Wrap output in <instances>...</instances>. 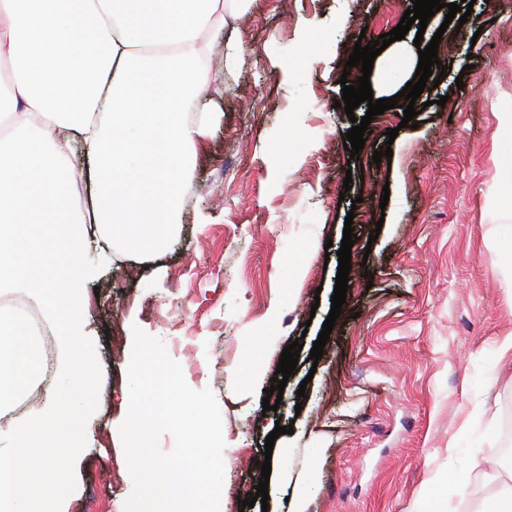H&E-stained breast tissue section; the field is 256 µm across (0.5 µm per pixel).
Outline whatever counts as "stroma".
Returning a JSON list of instances; mask_svg holds the SVG:
<instances>
[{
    "instance_id": "35a3bbf8",
    "label": "stroma",
    "mask_w": 512,
    "mask_h": 512,
    "mask_svg": "<svg viewBox=\"0 0 512 512\" xmlns=\"http://www.w3.org/2000/svg\"><path fill=\"white\" fill-rule=\"evenodd\" d=\"M413 0H250L241 47L224 68L211 40L219 121L204 141L166 251H113L85 288L82 334L100 394L81 453L65 466L68 512H123L133 483L119 435L127 415L133 331L163 343L188 339L186 382L211 389L223 417L220 512H456L487 505L512 480L497 455L512 415L497 350L512 336L496 204L503 171L492 152L512 149L499 115L512 112V0H475L466 23L436 12L438 86L420 95L418 128L395 110L374 116L359 158L344 149L352 118L336 103L359 68L345 63L358 37L390 32ZM317 32L306 42L301 21ZM445 106H438V99ZM398 132L388 140L387 129ZM390 144V165L375 150ZM352 178L344 187V178ZM388 202H381V195ZM346 302L319 362L310 351L330 309L347 213ZM305 276L293 281L291 267ZM303 348L278 410H264L280 355ZM265 368L260 384L234 373ZM305 398H298V391ZM273 447L268 508L243 510ZM457 437L458 455L448 453Z\"/></svg>"
}]
</instances>
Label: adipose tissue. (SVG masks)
Wrapping results in <instances>:
<instances>
[{
    "label": "adipose tissue",
    "mask_w": 512,
    "mask_h": 512,
    "mask_svg": "<svg viewBox=\"0 0 512 512\" xmlns=\"http://www.w3.org/2000/svg\"><path fill=\"white\" fill-rule=\"evenodd\" d=\"M248 0H0V285L34 290L61 356L47 404L10 417L43 360L25 321L0 309V512H62L58 452L90 430L94 355L80 329L90 226L105 245L160 251L208 134L204 34L233 27ZM85 158L76 164L73 143ZM52 495H43V488Z\"/></svg>",
    "instance_id": "adipose-tissue-1"
}]
</instances>
